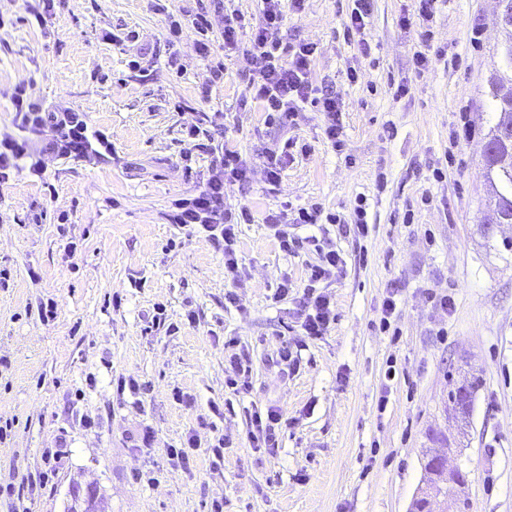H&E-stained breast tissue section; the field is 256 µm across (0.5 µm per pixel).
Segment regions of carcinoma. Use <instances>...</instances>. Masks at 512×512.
I'll return each instance as SVG.
<instances>
[{
	"label": "carcinoma",
	"mask_w": 512,
	"mask_h": 512,
	"mask_svg": "<svg viewBox=\"0 0 512 512\" xmlns=\"http://www.w3.org/2000/svg\"><path fill=\"white\" fill-rule=\"evenodd\" d=\"M502 40L498 49L499 60L488 78L492 120L487 132V144L492 151L485 152V179L495 197V223L512 224V25L501 30ZM53 121V113H31L19 126L22 141H13L12 155H23L25 140L40 131L41 127ZM71 128H62L57 132V139L52 148L64 157L84 158L95 152L93 143L86 134L85 121L77 113L73 114ZM478 387V380L473 379L459 384L449 392L458 417L469 418L473 395ZM436 453H427L424 467L437 472L431 490H418L411 503L410 512H424L428 503L436 496L448 495V475L440 472L435 462Z\"/></svg>",
	"instance_id": "1"
}]
</instances>
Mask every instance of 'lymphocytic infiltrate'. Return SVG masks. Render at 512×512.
Wrapping results in <instances>:
<instances>
[{
  "mask_svg": "<svg viewBox=\"0 0 512 512\" xmlns=\"http://www.w3.org/2000/svg\"><path fill=\"white\" fill-rule=\"evenodd\" d=\"M262 21L252 28L248 41H241L243 27L239 15L224 19V47L241 54L247 75L246 90L251 99L259 103L271 121L292 117L305 106L317 107L325 115L324 135L332 147H341L342 129L339 124V107L335 95L319 88L312 80L311 66L318 51L311 42L298 43L291 56L280 50L278 33L285 16L281 0H263ZM249 169L241 154L232 147H225L220 166L208 179L203 190L185 200L175 216L176 223L191 224L208 232L213 242L224 253V273L238 279L240 273L237 253V226L251 223L249 208H228L224 201V187L229 183H244ZM264 221L273 230L281 250L293 253L300 245L313 247L318 260L308 269V284L298 311L303 335L316 339L326 335L335 319L331 297L320 291L321 283L335 277L344 260L336 250L324 247L316 235L297 237L289 233L280 213H268ZM283 415L279 407L271 405L250 416L249 438L255 448H278Z\"/></svg>",
  "mask_w": 512,
  "mask_h": 512,
  "instance_id": "1",
  "label": "lymphocytic infiltrate"
}]
</instances>
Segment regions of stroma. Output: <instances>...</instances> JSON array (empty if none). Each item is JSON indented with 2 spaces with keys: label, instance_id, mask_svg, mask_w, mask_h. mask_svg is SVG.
Segmentation results:
<instances>
[{
  "label": "stroma",
  "instance_id": "35a3bbf8",
  "mask_svg": "<svg viewBox=\"0 0 512 512\" xmlns=\"http://www.w3.org/2000/svg\"><path fill=\"white\" fill-rule=\"evenodd\" d=\"M352 8L305 0L279 32L284 45H318L312 75L340 102L338 151L316 109L271 125L245 102L242 66L224 53V14L259 23L261 0H0V142L19 133L22 83L43 111L83 114L100 141L73 161L49 149V132L28 141L20 166L0 169V485L29 512H69L75 488L89 485L106 512H209L216 500L223 512H409L433 429L448 436L449 468L468 475L467 512H512V251L502 247L512 224L489 241L478 231L493 205L483 150L497 2L434 0L422 27L399 22L416 16L417 0H374L367 55L345 33ZM172 14L209 16L208 54L193 37L169 39ZM462 118L472 132L453 150ZM198 125L208 137H189ZM289 139L306 150L269 184L265 150ZM226 143L251 173L224 200L254 215L238 227L244 286L233 304L222 251L172 220ZM359 196L363 238L342 231ZM314 204L340 216L315 233L345 264L326 287L336 319L311 340L297 310L317 254H284L263 218ZM283 279L293 291L273 302ZM391 287L393 335L377 328ZM432 292L452 295L453 312L435 308ZM49 301L57 313L47 320L39 309ZM229 336L250 365L240 395L225 383ZM285 344L301 364L286 380L273 363ZM469 371L480 382L463 424L444 402ZM129 376L139 390H118ZM270 405L288 420L271 453L246 438L248 407ZM189 434L200 448L183 467L166 451ZM221 436L216 467L210 447ZM47 448L63 458L29 492Z\"/></svg>",
  "mask_w": 512,
  "mask_h": 512
}]
</instances>
